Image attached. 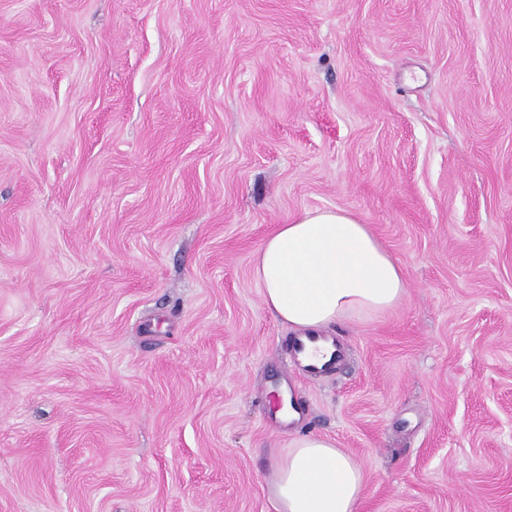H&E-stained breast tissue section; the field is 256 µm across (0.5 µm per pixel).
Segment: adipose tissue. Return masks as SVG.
<instances>
[{"mask_svg":"<svg viewBox=\"0 0 512 512\" xmlns=\"http://www.w3.org/2000/svg\"><path fill=\"white\" fill-rule=\"evenodd\" d=\"M263 301L296 336L397 309L408 293L398 260L368 225L338 209L307 210L264 240L255 261ZM364 476L333 440L303 434L274 459L276 512H359Z\"/></svg>","mask_w":512,"mask_h":512,"instance_id":"1","label":"adipose tissue"}]
</instances>
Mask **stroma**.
I'll list each match as a JSON object with an SVG mask.
<instances>
[{
    "mask_svg": "<svg viewBox=\"0 0 512 512\" xmlns=\"http://www.w3.org/2000/svg\"><path fill=\"white\" fill-rule=\"evenodd\" d=\"M317 208L409 288L309 380L254 265ZM298 432L512 512V0H0V512H276Z\"/></svg>",
    "mask_w": 512,
    "mask_h": 512,
    "instance_id": "1",
    "label": "stroma"
}]
</instances>
